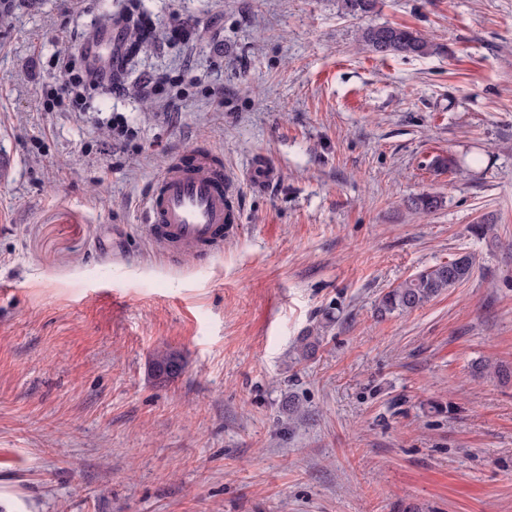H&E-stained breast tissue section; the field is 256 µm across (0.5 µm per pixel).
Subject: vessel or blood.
Segmentation results:
<instances>
[{"label":"vessel or blood","mask_w":512,"mask_h":512,"mask_svg":"<svg viewBox=\"0 0 512 512\" xmlns=\"http://www.w3.org/2000/svg\"><path fill=\"white\" fill-rule=\"evenodd\" d=\"M145 230L173 258H210L239 230V212L221 157L194 149L173 159L144 200Z\"/></svg>","instance_id":"vessel-or-blood-1"}]
</instances>
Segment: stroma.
<instances>
[{
  "mask_svg": "<svg viewBox=\"0 0 512 512\" xmlns=\"http://www.w3.org/2000/svg\"><path fill=\"white\" fill-rule=\"evenodd\" d=\"M0 23V500L13 512H512V0H10ZM158 40L50 111L56 54L127 6ZM428 36L374 57L370 25ZM165 92L140 101V84ZM119 118L132 131L109 137ZM242 214L206 260L143 228L176 155ZM264 157L267 190L247 184ZM444 158L448 167H436ZM430 192L427 215L404 202ZM490 223L486 235L474 231ZM461 252L409 314L381 296ZM319 336L308 360L300 338ZM181 354L157 383L150 361ZM302 416L288 415L287 402ZM476 265L470 253L458 254L448 262L421 271L384 293L379 301L381 315L408 314L468 281ZM183 370L181 355L172 350H159L151 362V373L160 384H166L177 378Z\"/></svg>",
  "mask_w": 512,
  "mask_h": 512,
  "instance_id": "35a3bbf8",
  "label": "stroma"
}]
</instances>
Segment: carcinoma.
<instances>
[{"label": "carcinoma", "mask_w": 512, "mask_h": 512, "mask_svg": "<svg viewBox=\"0 0 512 512\" xmlns=\"http://www.w3.org/2000/svg\"><path fill=\"white\" fill-rule=\"evenodd\" d=\"M377 0H342L341 7L352 16H362L374 10ZM128 41L137 49H146L140 22L130 17L126 21ZM359 41L366 50L385 59L389 56H420L433 50V45L422 34L407 27L389 24L367 26L360 30ZM409 208L418 213H430L442 205V199L432 193H421L408 200ZM476 265L470 253L458 254L451 260L421 271L384 293L379 301L380 314L411 313L442 293L469 280ZM183 370L181 355L172 350H159L151 362V373L156 381L166 384ZM473 374L483 377L495 374L503 380L512 378V369L478 362Z\"/></svg>", "instance_id": "carcinoma-1"}]
</instances>
